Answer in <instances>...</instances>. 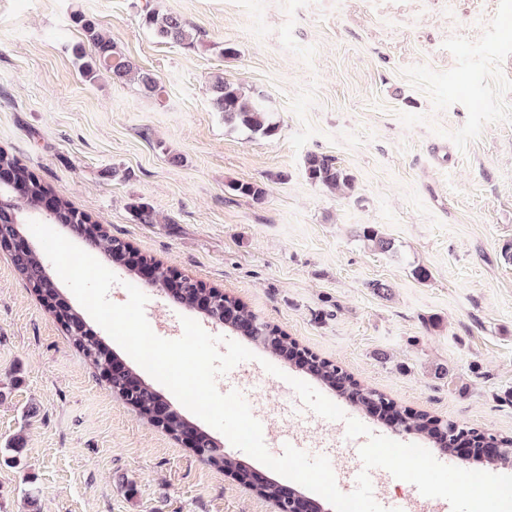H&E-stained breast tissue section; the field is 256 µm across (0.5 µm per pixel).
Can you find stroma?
Returning a JSON list of instances; mask_svg holds the SVG:
<instances>
[{"label": "stroma", "instance_id": "stroma-1", "mask_svg": "<svg viewBox=\"0 0 512 512\" xmlns=\"http://www.w3.org/2000/svg\"><path fill=\"white\" fill-rule=\"evenodd\" d=\"M149 6L184 17L201 46L158 42L142 23ZM77 11L158 78L159 96L83 80ZM217 75L263 94L279 134L225 127L210 101ZM0 147L138 253L246 304L398 405L512 435V263L501 256L512 240V0H0ZM311 153L354 176L352 196L307 181ZM230 181L266 194L228 195ZM140 203L159 223L138 221ZM363 224L397 254L367 248ZM145 294L156 335L180 338L186 316L254 346ZM273 364L257 415L271 455L285 446L274 424L346 446L350 417L408 442L328 388L346 418L319 417L286 387L305 369ZM439 365L449 377L435 378ZM17 435L18 464L0 457V512H28L30 496L39 512H276L113 392L0 248V448Z\"/></svg>", "mask_w": 512, "mask_h": 512}]
</instances>
